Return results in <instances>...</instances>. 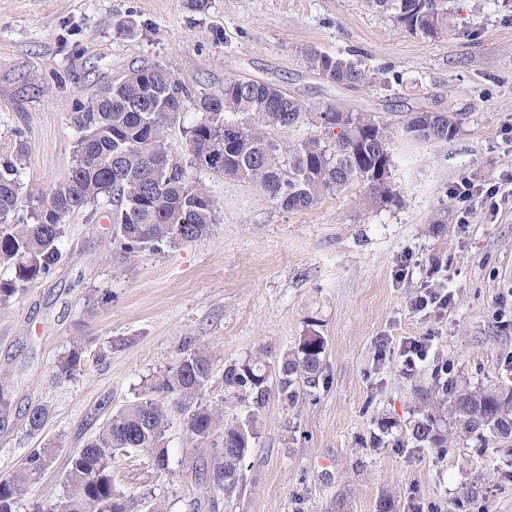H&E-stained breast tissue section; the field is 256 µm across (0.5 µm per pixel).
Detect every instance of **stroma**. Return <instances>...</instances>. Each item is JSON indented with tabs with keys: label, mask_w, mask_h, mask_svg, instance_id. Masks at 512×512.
Returning a JSON list of instances; mask_svg holds the SVG:
<instances>
[{
	"label": "stroma",
	"mask_w": 512,
	"mask_h": 512,
	"mask_svg": "<svg viewBox=\"0 0 512 512\" xmlns=\"http://www.w3.org/2000/svg\"><path fill=\"white\" fill-rule=\"evenodd\" d=\"M454 7L448 32L431 39L362 0H208L202 11L190 0H0V143L18 130L28 146L20 217L72 169L76 102L146 63L195 99L225 79H255L314 110L337 102L371 113L396 132L392 198L380 206L357 185L286 212L253 183L204 172L222 206L211 235L128 261L109 218L65 217L54 272L0 306V380L12 401L0 475L28 449H52L26 502L50 512L71 456L112 411L202 351L213 373L203 401L229 421L259 413L238 484L205 482L213 457L175 415L169 472L130 448L113 462L117 488L169 500L171 512H375L385 491L397 512H512V456L458 438L442 454L405 430L438 366L473 386L512 385V0ZM126 20L133 32L120 31ZM309 49L358 60L378 80L330 84L307 68ZM424 107L461 113L459 135L400 136ZM465 179L494 196L461 202ZM427 290L446 295L447 308L415 310ZM310 330L325 338L316 386L297 385L289 402L270 380L260 405L225 392L226 366L258 353L277 364ZM78 338L80 369L56 381ZM414 340L427 357L409 367L403 348ZM34 403L51 416L32 436L24 413ZM473 484L485 494L464 499Z\"/></svg>",
	"instance_id": "stroma-1"
}]
</instances>
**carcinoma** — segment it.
<instances>
[{
    "label": "carcinoma",
    "mask_w": 512,
    "mask_h": 512,
    "mask_svg": "<svg viewBox=\"0 0 512 512\" xmlns=\"http://www.w3.org/2000/svg\"><path fill=\"white\" fill-rule=\"evenodd\" d=\"M412 34L436 38L448 30V0H434V15L423 16L419 0H368ZM309 70L338 87L369 85L374 77L361 63L340 54L310 49ZM188 98L160 64L132 68L103 86L89 101L76 104L73 122L79 130L75 165L47 202L32 212V222H10L18 204L16 175L27 151L21 132L11 153L0 158V265L10 275L0 278V304L14 299L27 284L48 277L62 260L60 240L65 216L105 202L111 206L120 256L160 252L176 243L205 239L217 223L220 205L201 180L188 177L174 159L168 131L181 123ZM200 120L188 130L185 152L190 166L259 187L283 211H304L323 196L356 185L370 190L375 203L388 201L381 178L393 167L394 132L366 112L329 103L319 112L278 86L253 79H228L224 87L199 98ZM432 132L416 131L414 117L402 125V135L417 141H440L462 130L459 113L419 109ZM305 122L341 132L324 141L302 138L284 144L268 129L290 132ZM325 338L317 331L300 337L298 347L278 361L282 395L294 400L301 381L318 384L323 369ZM85 347L74 343L55 365V377L71 378L84 361ZM211 368L200 353L183 357L160 381L147 385L140 399L113 412L99 433L70 461L64 493L52 512H139L141 499L118 490L112 461L127 448L151 452L154 470L169 469L164 435L172 413L182 417L189 436L211 449L212 469L205 479L225 490L240 480V469L257 438L258 417L224 421L216 406L198 402L209 383ZM268 363L249 358L224 369V390L265 400ZM419 405L409 421L411 440L443 453L452 437L476 436L512 453V387L470 386L438 380L418 392ZM51 410L36 403L26 409V432L42 429ZM50 448H32L21 467L0 477V512H19L28 482L49 466Z\"/></svg>",
    "instance_id": "1"
}]
</instances>
